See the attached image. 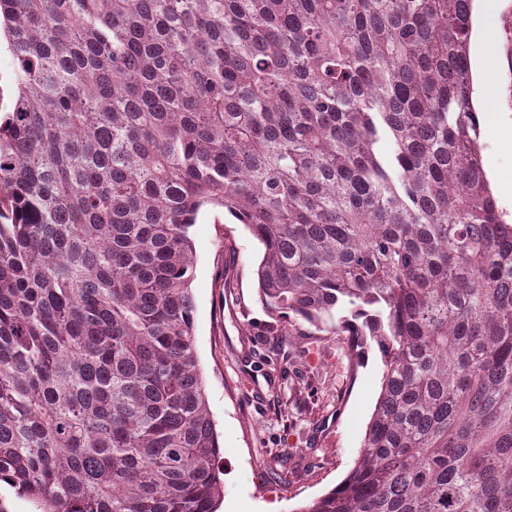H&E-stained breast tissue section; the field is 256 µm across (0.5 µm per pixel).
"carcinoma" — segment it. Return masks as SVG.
Returning <instances> with one entry per match:
<instances>
[{
    "mask_svg": "<svg viewBox=\"0 0 512 512\" xmlns=\"http://www.w3.org/2000/svg\"><path fill=\"white\" fill-rule=\"evenodd\" d=\"M0 481L36 512H216L190 228L258 300L376 343L359 457L293 512H512V224L473 0H0ZM14 63L9 52L7 40L1 29L0 41V114L9 112L12 106L14 88L12 84Z\"/></svg>",
    "mask_w": 512,
    "mask_h": 512,
    "instance_id": "cac0c4a2",
    "label": "carcinoma"
}]
</instances>
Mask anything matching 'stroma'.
I'll use <instances>...</instances> for the list:
<instances>
[{
    "label": "stroma",
    "mask_w": 512,
    "mask_h": 512,
    "mask_svg": "<svg viewBox=\"0 0 512 512\" xmlns=\"http://www.w3.org/2000/svg\"><path fill=\"white\" fill-rule=\"evenodd\" d=\"M491 23L492 45L470 46L474 104L490 102L480 123L482 163L512 224V0L473 23ZM195 339L210 410L220 434L224 500L220 512H294L339 484L357 458L380 392L383 363L375 343L314 336L304 321L271 318L258 300L255 270L263 247L249 229L219 209L202 211L190 231ZM293 371L279 366L280 333ZM287 471V483L278 474Z\"/></svg>",
    "instance_id": "obj_1"
}]
</instances>
